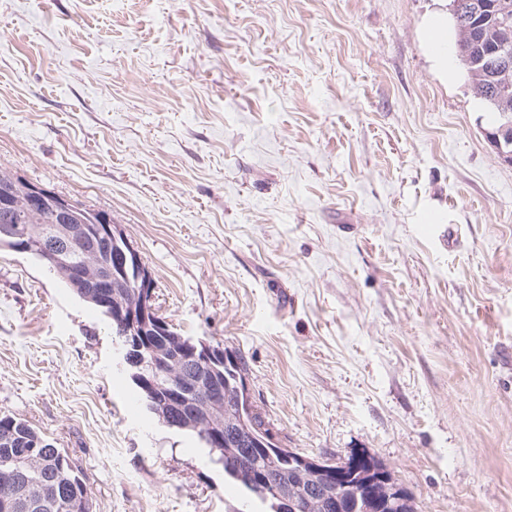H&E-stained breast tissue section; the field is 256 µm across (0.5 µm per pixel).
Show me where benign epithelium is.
I'll list each match as a JSON object with an SVG mask.
<instances>
[{
  "label": "benign epithelium",
  "instance_id": "benign-epithelium-1",
  "mask_svg": "<svg viewBox=\"0 0 512 512\" xmlns=\"http://www.w3.org/2000/svg\"><path fill=\"white\" fill-rule=\"evenodd\" d=\"M485 63L488 67L499 70L512 68V50L507 47L492 53ZM489 138L497 149L499 155L506 161L512 162V152L504 150V145L512 143V124L506 123L489 133ZM28 196L30 205L42 207L56 201L55 214L57 224L52 226L57 238L65 242H74L88 232L89 224H75L79 205L70 199L63 198L52 192L28 184L20 187ZM98 237L104 239L109 245L106 260L95 272L84 263L73 265L69 269L78 286L88 289V296L105 310V315L119 324L120 334L124 336V358L127 363L141 367L144 365L139 335L148 330H158L163 335H169L168 325L156 313L154 308V282L151 272L139 260V254L121 235L116 226L112 224H94ZM135 270V289L124 300L120 299L116 285L120 279L128 276L129 270ZM151 354V363L161 366L173 376L182 378L183 388L179 393L166 397L158 396L152 390L147 379H142L144 390L155 403L165 410L170 408L182 414L185 420L192 419L199 426L209 428L213 438L222 442L224 424V392L234 390L242 391L240 383L226 384L213 373L204 368L205 357L211 355L207 350L203 359L188 357L179 347L164 342L160 346L148 348ZM194 362L199 365L197 375L185 374V364ZM288 472L292 475V484L307 486L309 493L299 499L294 492L283 489L280 491V500L285 512H313L320 509L322 512H344L340 501L336 498L334 483L325 479L332 462L325 458L311 459L301 454L288 455ZM367 484H375L373 494L369 499L378 503L384 499L392 500L393 489L390 480L385 474H378L368 479Z\"/></svg>",
  "mask_w": 512,
  "mask_h": 512
}]
</instances>
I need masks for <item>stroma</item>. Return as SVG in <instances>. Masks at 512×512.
Masks as SVG:
<instances>
[{
  "label": "stroma",
  "instance_id": "stroma-1",
  "mask_svg": "<svg viewBox=\"0 0 512 512\" xmlns=\"http://www.w3.org/2000/svg\"><path fill=\"white\" fill-rule=\"evenodd\" d=\"M437 0H0V167L109 215L281 447L414 512H512V164ZM434 217L439 232L427 231ZM94 512H268L139 398L106 318L0 249V411ZM446 10V14H437L429 21L428 47L432 60L448 78V3ZM367 484H377L378 487L380 488L378 492V489L375 487L373 489V494L368 497L371 501H373L375 506H377L378 502L382 499H385L387 501V505H389L390 501L394 499V497L391 496V494L394 491V495L397 496L401 501V504L399 505V507H401L402 509L401 512H413L412 506L410 505V497L407 490L398 487L392 481V486L394 488L393 490L390 486V480L388 479L387 475L382 473L377 474L374 477H370V479H368L367 481Z\"/></svg>",
  "mask_w": 512,
  "mask_h": 512
}]
</instances>
